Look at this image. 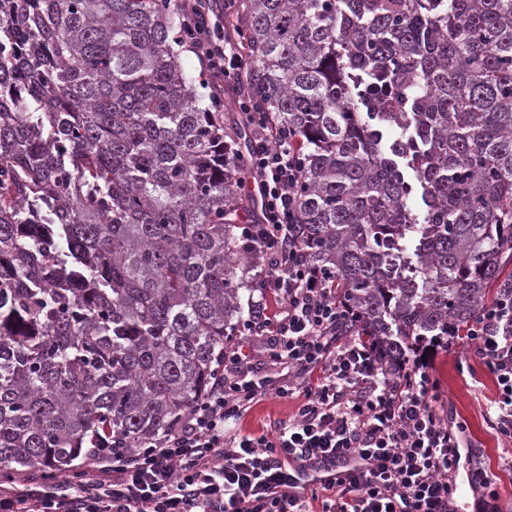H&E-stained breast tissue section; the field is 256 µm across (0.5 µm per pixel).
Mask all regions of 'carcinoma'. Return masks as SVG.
Segmentation results:
<instances>
[{"label": "carcinoma", "instance_id": "carcinoma-1", "mask_svg": "<svg viewBox=\"0 0 512 512\" xmlns=\"http://www.w3.org/2000/svg\"><path fill=\"white\" fill-rule=\"evenodd\" d=\"M245 89L297 138L299 240L383 362L512 282V0H242ZM172 0H0V472L131 452L203 399L258 256L240 120Z\"/></svg>", "mask_w": 512, "mask_h": 512}]
</instances>
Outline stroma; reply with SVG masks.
<instances>
[{
  "mask_svg": "<svg viewBox=\"0 0 512 512\" xmlns=\"http://www.w3.org/2000/svg\"><path fill=\"white\" fill-rule=\"evenodd\" d=\"M431 372L440 384L441 400L449 421L464 427L461 459L456 473L455 498L461 512H477L482 493L468 482L467 458L481 457L499 497L501 512H512V469L505 459L512 457V441L504 439L491 423L487 410L495 398V385L481 364L475 347L464 339H453L430 361ZM297 396L270 395L256 403L245 416L229 424L232 432L259 433L289 420L297 408Z\"/></svg>",
  "mask_w": 512,
  "mask_h": 512,
  "instance_id": "1",
  "label": "stroma"
}]
</instances>
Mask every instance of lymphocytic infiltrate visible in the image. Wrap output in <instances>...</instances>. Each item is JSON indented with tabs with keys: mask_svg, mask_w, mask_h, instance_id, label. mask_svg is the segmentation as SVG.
Instances as JSON below:
<instances>
[{
	"mask_svg": "<svg viewBox=\"0 0 512 512\" xmlns=\"http://www.w3.org/2000/svg\"><path fill=\"white\" fill-rule=\"evenodd\" d=\"M179 2L182 41L223 89L245 56L243 43L224 34L234 24L231 4ZM207 13L214 21L200 23ZM238 106L253 141L241 188L261 199L259 218L239 230L258 252L262 287L210 389L184 421L137 451H113L108 435H91L77 483L48 489L24 475L0 486V512H307L305 497L282 489L290 460L337 466L322 486V512H448L460 440L436 406L429 364L413 359L390 370L367 337L339 334L336 290L306 264L293 235L297 143L247 97ZM465 337L495 377L490 410L499 434L512 439V286ZM294 393L302 398L295 416L274 430H226L261 397ZM351 457L362 467L342 468Z\"/></svg>",
	"mask_w": 512,
	"mask_h": 512,
	"instance_id": "f902f5d3",
	"label": "lymphocytic infiltrate"
}]
</instances>
